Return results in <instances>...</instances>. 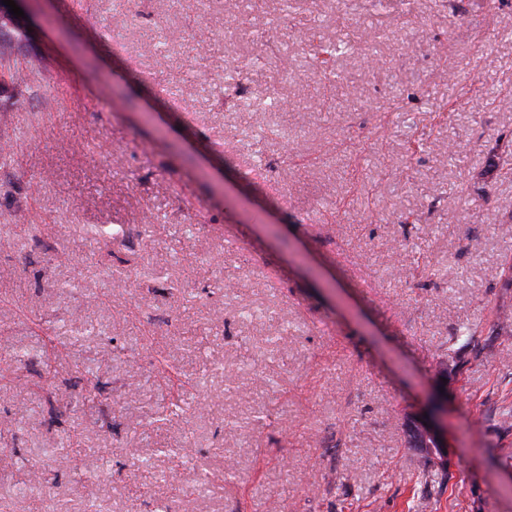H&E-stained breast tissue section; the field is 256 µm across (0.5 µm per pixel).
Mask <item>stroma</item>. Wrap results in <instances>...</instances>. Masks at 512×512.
<instances>
[{"label":"stroma","mask_w":512,"mask_h":512,"mask_svg":"<svg viewBox=\"0 0 512 512\" xmlns=\"http://www.w3.org/2000/svg\"><path fill=\"white\" fill-rule=\"evenodd\" d=\"M26 22L42 68L0 87V512H512V0ZM435 398L444 479L402 424ZM66 440L79 486L45 454ZM38 472L49 497L12 494Z\"/></svg>","instance_id":"obj_1"}]
</instances>
